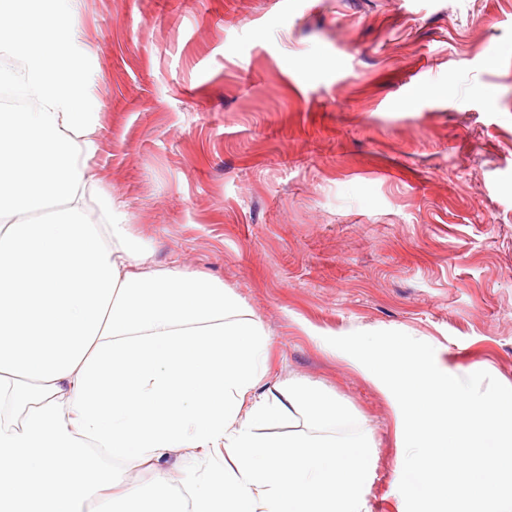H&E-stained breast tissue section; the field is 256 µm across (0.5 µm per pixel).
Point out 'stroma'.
<instances>
[{
  "label": "stroma",
  "mask_w": 512,
  "mask_h": 512,
  "mask_svg": "<svg viewBox=\"0 0 512 512\" xmlns=\"http://www.w3.org/2000/svg\"><path fill=\"white\" fill-rule=\"evenodd\" d=\"M87 176L155 269L223 281L269 382L373 430L368 512H405L395 412L327 338L398 330L512 387V0H79Z\"/></svg>",
  "instance_id": "obj_1"
}]
</instances>
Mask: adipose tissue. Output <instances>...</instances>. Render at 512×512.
<instances>
[{
  "instance_id": "obj_1",
  "label": "adipose tissue",
  "mask_w": 512,
  "mask_h": 512,
  "mask_svg": "<svg viewBox=\"0 0 512 512\" xmlns=\"http://www.w3.org/2000/svg\"><path fill=\"white\" fill-rule=\"evenodd\" d=\"M77 0H0V512H364L372 431L300 381L262 390L269 338L223 282L146 269L125 212L86 176L98 105L61 31ZM97 210H90V200ZM211 463L177 478L170 453ZM151 464L129 486L121 462Z\"/></svg>"
}]
</instances>
